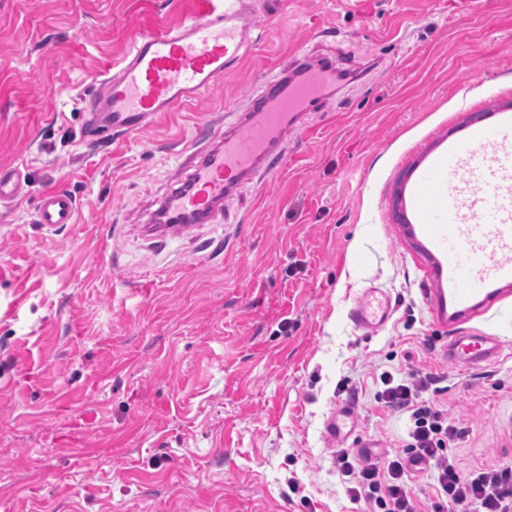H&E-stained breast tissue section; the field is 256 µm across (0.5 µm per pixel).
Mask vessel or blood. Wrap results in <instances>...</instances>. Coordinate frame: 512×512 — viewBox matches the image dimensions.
<instances>
[{
    "label": "vessel or blood",
    "mask_w": 512,
    "mask_h": 512,
    "mask_svg": "<svg viewBox=\"0 0 512 512\" xmlns=\"http://www.w3.org/2000/svg\"><path fill=\"white\" fill-rule=\"evenodd\" d=\"M246 0H191L190 13L182 23L139 34L129 52L108 68L85 97L91 126L116 134L137 132L161 121L169 113L196 101L223 82L248 54L251 41L245 25ZM297 75L283 82L279 75L267 76L260 90L248 98L235 122L205 129L184 148L189 173L167 190L160 207L151 216L148 235L153 240L180 234L185 229L216 223L224 202L245 182L271 170L283 154L288 130L304 112L320 107L328 89L335 84V67H312L303 50L294 53ZM488 133L463 139L437 157L416 190V210L421 223L443 260L439 267L446 278L448 295L459 303L481 290L478 281L467 279L451 256L461 240V190L447 185L446 175L459 159L469 165L467 182L482 184L483 194L472 198L474 233L502 237L512 233V207L506 206L500 180L512 174V153L487 159L483 149ZM27 175L17 168L0 169V201L10 202L25 194ZM75 198L51 188L37 199V223L48 229L74 223ZM389 300L364 301L352 316L364 327L385 323ZM458 341H451L449 360L466 366L485 362L499 351L489 336L474 337L472 355H461ZM355 430L353 412L334 409L325 421V432L334 440H347Z\"/></svg>",
    "instance_id": "obj_1"
}]
</instances>
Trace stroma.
Masks as SVG:
<instances>
[{
  "label": "stroma",
  "instance_id": "1",
  "mask_svg": "<svg viewBox=\"0 0 512 512\" xmlns=\"http://www.w3.org/2000/svg\"><path fill=\"white\" fill-rule=\"evenodd\" d=\"M254 0L242 67L144 130H92L79 96L189 0H0V512H368L336 453L402 452L380 377L420 379L462 469L512 466V278L442 317L414 186L483 124L512 150V0ZM352 73L219 224L162 242L145 222L183 143L258 92L297 47ZM68 191L78 220L35 222ZM391 300L357 325L368 290ZM455 336L499 355L448 361ZM349 404L355 435L324 421ZM27 174L19 168L0 169V201L11 202L25 195ZM76 214V200L68 192L51 188L39 194L35 207L37 224H43L52 230L64 224L75 223ZM380 315L372 310V300L367 299L357 306L352 313L356 323L363 327H378L385 323L390 311V301L387 298L378 300ZM465 339L473 341L466 345L475 351L471 356H462L459 353L458 347ZM499 348L498 341L490 336H458L448 344L446 354L448 360L470 366L490 360L498 353Z\"/></svg>",
  "mask_w": 512,
  "mask_h": 512
}]
</instances>
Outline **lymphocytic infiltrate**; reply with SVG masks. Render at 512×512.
<instances>
[{
	"mask_svg": "<svg viewBox=\"0 0 512 512\" xmlns=\"http://www.w3.org/2000/svg\"><path fill=\"white\" fill-rule=\"evenodd\" d=\"M378 395L387 407L408 412L411 427L402 453L386 459L340 450L336 468L345 493L353 502H365L370 512H419L405 476L410 468L431 471L435 499L432 512H512V466L462 471L448 453L457 430L442 409L419 400L415 383H394L383 375Z\"/></svg>",
	"mask_w": 512,
	"mask_h": 512,
	"instance_id": "1",
	"label": "lymphocytic infiltrate"
}]
</instances>
